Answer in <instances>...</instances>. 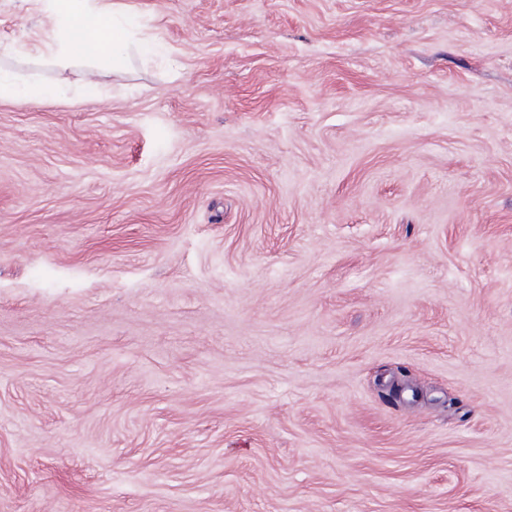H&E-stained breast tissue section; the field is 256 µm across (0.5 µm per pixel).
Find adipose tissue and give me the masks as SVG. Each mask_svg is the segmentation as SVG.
Returning a JSON list of instances; mask_svg holds the SVG:
<instances>
[{"label":"adipose tissue","mask_w":512,"mask_h":512,"mask_svg":"<svg viewBox=\"0 0 512 512\" xmlns=\"http://www.w3.org/2000/svg\"><path fill=\"white\" fill-rule=\"evenodd\" d=\"M52 22L46 58L66 66L78 58L97 57L122 68L132 54H152L154 44L141 36L119 0H37Z\"/></svg>","instance_id":"1"}]
</instances>
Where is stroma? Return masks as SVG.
<instances>
[{
	"instance_id": "obj_1",
	"label": "stroma",
	"mask_w": 512,
	"mask_h": 512,
	"mask_svg": "<svg viewBox=\"0 0 512 512\" xmlns=\"http://www.w3.org/2000/svg\"><path fill=\"white\" fill-rule=\"evenodd\" d=\"M123 2L0 0V512H512V0ZM52 22L42 57L60 66L74 59L97 57L122 68L133 53L152 54L157 38H146L134 27L131 13L112 0H36ZM80 31L75 37L74 32ZM54 89L20 82L8 68L0 66V99L11 98L24 102L56 97Z\"/></svg>"
}]
</instances>
